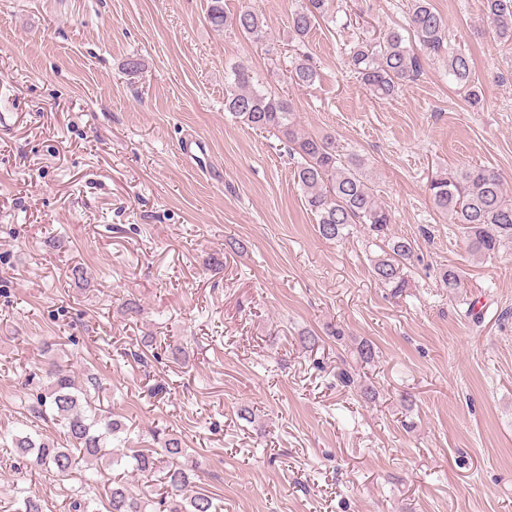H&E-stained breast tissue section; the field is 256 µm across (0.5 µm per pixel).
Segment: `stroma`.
I'll use <instances>...</instances> for the list:
<instances>
[{
  "mask_svg": "<svg viewBox=\"0 0 512 512\" xmlns=\"http://www.w3.org/2000/svg\"><path fill=\"white\" fill-rule=\"evenodd\" d=\"M408 2L333 0L298 43L288 21L302 0H224L263 14L255 43L214 31L209 0H0V434L66 447L33 412L55 359L100 381L130 447L180 437L224 512H512V245L472 255L428 190L464 166L512 190V42L482 0H431L481 105L442 53L376 99L348 54L405 30ZM299 53L319 76L291 89ZM236 63L288 91L303 133L365 160L392 235L415 244L402 296L375 279L363 227L319 235L280 140L225 112ZM130 299L138 315L124 314ZM106 481L0 448V512L20 487L69 512L81 487L104 501ZM448 75L462 88H466L469 100L478 102L480 89L473 81L472 62L468 55L448 48Z\"/></svg>",
  "mask_w": 512,
  "mask_h": 512,
  "instance_id": "stroma-1",
  "label": "stroma"
}]
</instances>
